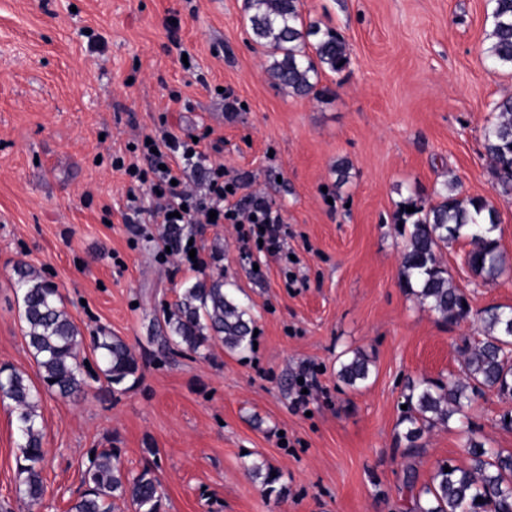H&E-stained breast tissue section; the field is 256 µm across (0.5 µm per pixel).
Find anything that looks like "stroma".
<instances>
[{"mask_svg":"<svg viewBox=\"0 0 512 512\" xmlns=\"http://www.w3.org/2000/svg\"><path fill=\"white\" fill-rule=\"evenodd\" d=\"M300 8L350 56L342 72L321 73L316 99L271 79L246 0H0V367L40 379L19 317L20 264L57 286L82 336L105 328L140 364L133 383L92 379L77 398L43 391L45 494L33 509L16 493L19 438L0 403L8 512H69L95 448L116 449L124 470L153 468L161 512H414L406 471L424 484L438 463L468 466L459 419L424 433L412 455L397 439L407 382L460 378L463 344L481 337L474 319L447 323L403 288L397 217L452 185L495 208L512 257V195L498 191L483 148L493 103L512 95V72L483 62L487 0ZM90 30L101 52H90ZM162 125L200 137L239 199L258 194L280 210L296 265L242 259L224 223L191 228L205 272L178 269L161 257L164 225L125 223L130 204L153 202L112 160L135 161L132 143ZM469 249L461 237L439 259L472 311L512 308V274L482 282ZM219 272L250 309L256 348L213 338L196 354L162 350L155 315ZM356 351L371 374L350 387L338 370ZM306 370L323 391L302 409ZM508 410L496 392L476 397V439L512 451ZM257 464L278 471L275 493L252 476Z\"/></svg>","mask_w":512,"mask_h":512,"instance_id":"obj_1","label":"stroma"}]
</instances>
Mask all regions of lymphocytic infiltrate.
Returning a JSON list of instances; mask_svg holds the SVG:
<instances>
[{"label":"lymphocytic infiltrate","instance_id":"lymphocytic-infiltrate-1","mask_svg":"<svg viewBox=\"0 0 512 512\" xmlns=\"http://www.w3.org/2000/svg\"><path fill=\"white\" fill-rule=\"evenodd\" d=\"M135 149L143 156V163L128 164L119 158L114 166L146 188L154 201L149 212L151 221L168 223L170 214L176 212L183 224H206L214 220L220 224L245 225L250 236L261 241L262 252L272 256L282 252L281 216L260 196L254 197L247 209L230 204L223 166H210L206 194L188 187L184 181L187 168L208 160L199 143L164 131L151 141L137 143Z\"/></svg>","mask_w":512,"mask_h":512}]
</instances>
